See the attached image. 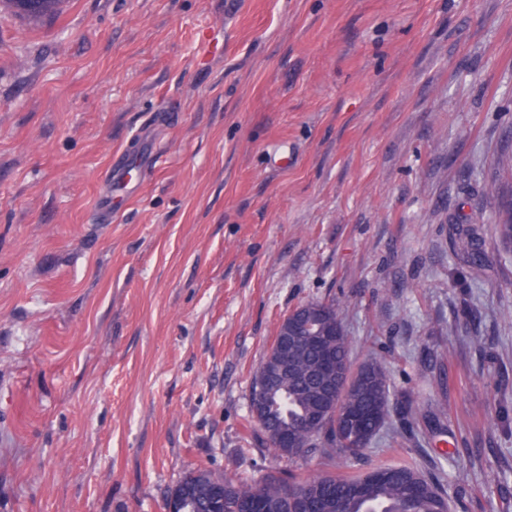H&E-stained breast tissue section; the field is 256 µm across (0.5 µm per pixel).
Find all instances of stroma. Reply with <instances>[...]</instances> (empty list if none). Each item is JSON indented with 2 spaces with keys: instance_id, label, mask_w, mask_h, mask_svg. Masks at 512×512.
<instances>
[{
  "instance_id": "1",
  "label": "stroma",
  "mask_w": 512,
  "mask_h": 512,
  "mask_svg": "<svg viewBox=\"0 0 512 512\" xmlns=\"http://www.w3.org/2000/svg\"><path fill=\"white\" fill-rule=\"evenodd\" d=\"M511 149L512 0L0 6V512H163L194 470L260 478L253 375L312 300L389 375L362 467L452 449L450 512H512V258L489 224L481 280L452 250ZM62 0H1L16 15L27 21L29 24H38L45 18L55 14Z\"/></svg>"
}]
</instances>
